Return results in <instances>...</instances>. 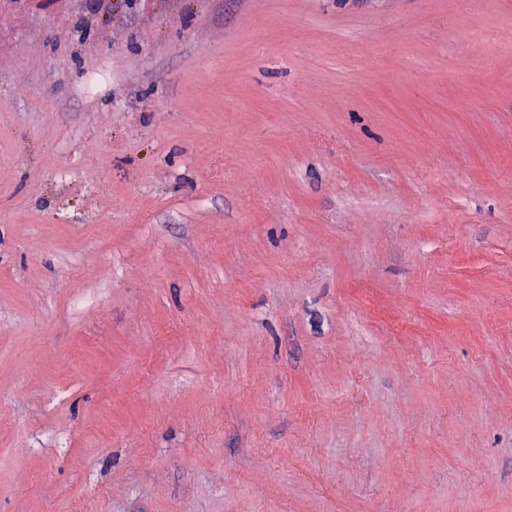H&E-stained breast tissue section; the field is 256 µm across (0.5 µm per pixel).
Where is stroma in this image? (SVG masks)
Masks as SVG:
<instances>
[{
	"mask_svg": "<svg viewBox=\"0 0 512 512\" xmlns=\"http://www.w3.org/2000/svg\"><path fill=\"white\" fill-rule=\"evenodd\" d=\"M0 512H512V0H0Z\"/></svg>",
	"mask_w": 512,
	"mask_h": 512,
	"instance_id": "1",
	"label": "stroma"
}]
</instances>
